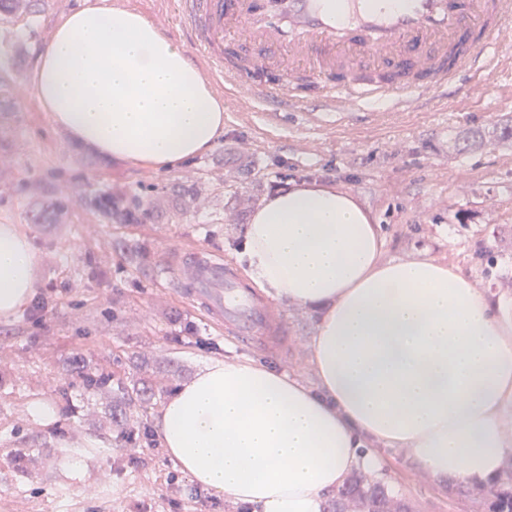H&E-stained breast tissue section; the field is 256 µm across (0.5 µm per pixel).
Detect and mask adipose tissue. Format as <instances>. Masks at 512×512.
<instances>
[{
    "label": "adipose tissue",
    "instance_id": "ef3b65f1",
    "mask_svg": "<svg viewBox=\"0 0 512 512\" xmlns=\"http://www.w3.org/2000/svg\"><path fill=\"white\" fill-rule=\"evenodd\" d=\"M31 90L53 123L102 157L159 170L224 132V103L186 50L141 13L88 6L57 24ZM240 255L269 299L319 312L312 383L252 359L209 362L164 403L168 456L244 512H324L379 448L475 489L512 457V301L455 263L387 257L348 192L295 184L264 198ZM35 256L0 224V317L34 293Z\"/></svg>",
    "mask_w": 512,
    "mask_h": 512
}]
</instances>
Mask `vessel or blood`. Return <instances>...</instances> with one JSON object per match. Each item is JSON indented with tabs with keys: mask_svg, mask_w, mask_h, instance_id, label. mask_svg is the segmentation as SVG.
<instances>
[{
	"mask_svg": "<svg viewBox=\"0 0 512 512\" xmlns=\"http://www.w3.org/2000/svg\"><path fill=\"white\" fill-rule=\"evenodd\" d=\"M153 14L160 29L179 26L204 75L226 96L266 105L262 119L277 126L288 113L306 110L316 95L324 116L344 121L348 112L387 104L391 113L446 99L461 76L478 80L512 65V46L502 41L512 23V0H160ZM241 33L267 49L263 67L282 56L306 67L312 88L283 87L224 68V38ZM182 288L215 324L249 341L282 330L271 307L243 286L229 263L205 259L196 249L169 260Z\"/></svg>",
	"mask_w": 512,
	"mask_h": 512,
	"instance_id": "1",
	"label": "vessel or blood"
}]
</instances>
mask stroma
I'll return each mask as SVG.
<instances>
[{"label":"stroma","instance_id":"35a3bbf8","mask_svg":"<svg viewBox=\"0 0 512 512\" xmlns=\"http://www.w3.org/2000/svg\"><path fill=\"white\" fill-rule=\"evenodd\" d=\"M92 0H29L0 16V224L16 225L37 263L39 306L0 318V512H241L197 487L155 431L165 401L206 363L248 357L306 374L316 313L275 305L284 345L241 342L184 296L165 256L210 250L234 264L250 216L291 182L333 185L381 224L387 254L457 263L512 298V86L497 78L449 90L447 105L344 126H278L234 99L207 154L153 170L75 144L34 98L36 50L66 13ZM138 193L144 212L108 219L92 199ZM108 373L126 393L86 390ZM50 409L52 418L34 413ZM395 494L413 512H498L512 478L446 486L401 449H382Z\"/></svg>","mask_w":512,"mask_h":512}]
</instances>
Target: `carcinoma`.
Returning a JSON list of instances; mask_svg holds the SVG:
<instances>
[{
	"mask_svg": "<svg viewBox=\"0 0 512 512\" xmlns=\"http://www.w3.org/2000/svg\"><path fill=\"white\" fill-rule=\"evenodd\" d=\"M97 208L121 221L128 214L141 209L138 194L127 196L126 200L115 199L103 194L96 198ZM325 512H411L384 483L353 476L336 489L327 502Z\"/></svg>",
	"mask_w": 512,
	"mask_h": 512,
	"instance_id": "carcinoma-1",
	"label": "carcinoma"
}]
</instances>
